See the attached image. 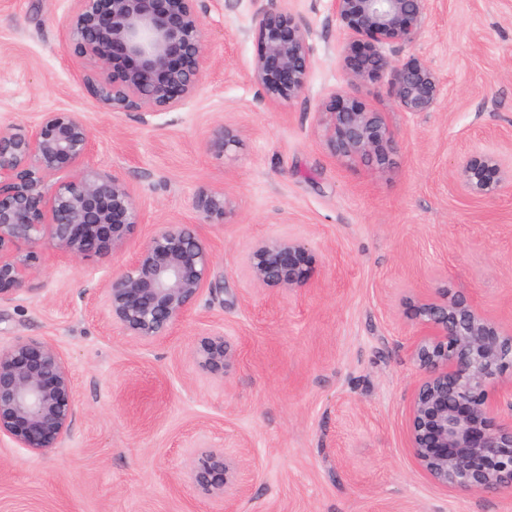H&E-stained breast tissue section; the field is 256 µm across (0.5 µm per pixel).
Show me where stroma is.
I'll list each match as a JSON object with an SVG mask.
<instances>
[{"label":"stroma","mask_w":512,"mask_h":512,"mask_svg":"<svg viewBox=\"0 0 512 512\" xmlns=\"http://www.w3.org/2000/svg\"><path fill=\"white\" fill-rule=\"evenodd\" d=\"M270 5L308 29L312 59L305 93L274 103L252 79L254 15ZM73 6L0 0V127L78 113L87 166L131 189L141 222L119 254L71 261L44 246L29 291L0 302V344L54 342L76 397L62 447L33 455L0 440V512H224L186 477L204 448L236 458L243 512H512V492L434 484L409 448L419 297L460 291L512 327V184L477 197L459 178L480 154L512 167V0H429L417 41L383 46L438 78L437 106L415 113L387 78L349 85L329 0H198L197 93L157 115L111 112L95 64L65 47ZM335 93L381 113L388 164L330 151ZM220 125L238 148L209 149ZM211 189L231 202L220 224L195 208ZM171 223L195 225L215 269L191 312L145 345L112 324L103 288ZM277 236L304 242L313 287L252 282L247 253ZM216 330L234 358L210 373L196 350Z\"/></svg>","instance_id":"obj_1"}]
</instances>
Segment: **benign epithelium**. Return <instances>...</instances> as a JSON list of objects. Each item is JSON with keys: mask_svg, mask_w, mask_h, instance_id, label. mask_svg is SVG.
Listing matches in <instances>:
<instances>
[{"mask_svg": "<svg viewBox=\"0 0 512 512\" xmlns=\"http://www.w3.org/2000/svg\"><path fill=\"white\" fill-rule=\"evenodd\" d=\"M197 0H75L65 19L67 49L93 60L102 75L97 98L114 112L171 110L199 89L205 64L203 25ZM429 0H330L346 31V51L366 40L374 47L350 67L351 85L390 75L391 94L404 112H429L437 105L438 79L420 63L395 65L382 45H407L421 33ZM259 52L252 78L271 102L292 99L306 89L312 61L308 30L285 10L261 8L255 15ZM327 143L346 158L388 161L392 136L378 112L355 100L331 96ZM233 130L221 125L210 147L225 153L237 146ZM91 132L75 112H46L24 132L0 127V301L5 288L25 290L36 272L38 250L49 244L79 260L124 248L140 221L133 193L119 178L86 167ZM70 178L56 185L62 169ZM500 161L485 155L462 166L467 189L476 196L501 182ZM195 208L210 224L224 223L230 201L224 192L202 191ZM304 244L272 238L247 255L253 282L261 288L310 287L301 255ZM214 255L188 224H163L135 259L104 286V307L124 335L150 344L168 334L194 307L209 283ZM421 337L413 358L420 377L409 409L413 457L441 487L475 493L512 490V417L497 423L502 400L512 410V330L504 331L459 293L441 292L418 304ZM207 372L225 368L233 353L215 331L197 350ZM75 391L68 362L48 340H18L0 346V438L17 448L44 454L69 437ZM203 494L233 512L247 495L236 463L222 448L197 454L189 473Z\"/></svg>", "mask_w": 512, "mask_h": 512, "instance_id": "benign-epithelium-1", "label": "benign epithelium"}]
</instances>
